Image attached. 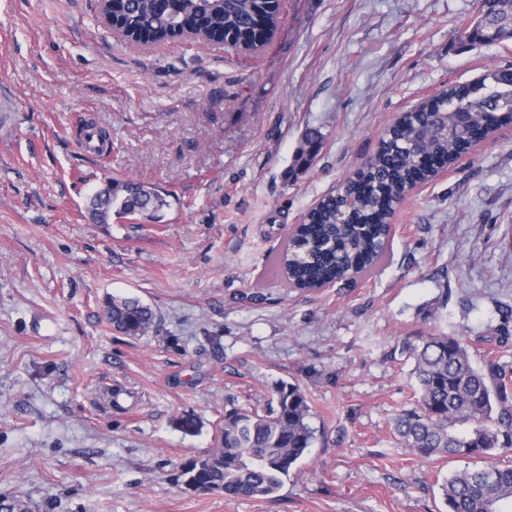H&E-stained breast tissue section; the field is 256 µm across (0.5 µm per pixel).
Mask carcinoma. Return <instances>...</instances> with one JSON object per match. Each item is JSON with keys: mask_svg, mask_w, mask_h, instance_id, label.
I'll list each match as a JSON object with an SVG mask.
<instances>
[{"mask_svg": "<svg viewBox=\"0 0 512 512\" xmlns=\"http://www.w3.org/2000/svg\"><path fill=\"white\" fill-rule=\"evenodd\" d=\"M182 25L242 51L259 49L277 29L278 0H177ZM124 37L137 42L171 38V23L157 0H117ZM512 31V0H481L479 16L463 38L490 45ZM512 90V70L490 69L478 81L448 87V98L425 99L403 114L380 138L368 166L319 199L294 225L274 268L289 287L312 290L366 274L387 255L392 202L416 185L432 180L437 168L454 165L479 140L491 136L512 111L500 108ZM472 107L466 135L456 133L455 112ZM323 136L317 129L302 135L295 161L312 164ZM167 201L158 190L134 179L115 180L90 200L99 224L142 216L158 218ZM112 329L145 336L157 315L135 297L106 302ZM412 361L415 404L393 419L392 433L410 455L430 461L438 456L478 458L488 465L456 471L441 485L448 512H512V467L494 463L512 450V369L488 357L473 364L460 336L429 332L404 348ZM275 404L266 411L235 409L224 416L216 444L182 470L185 484L203 493L262 499L277 493L317 440L312 407L300 386L280 382ZM0 512H31L23 498L0 496Z\"/></svg>", "mask_w": 512, "mask_h": 512, "instance_id": "obj_1", "label": "carcinoma"}]
</instances>
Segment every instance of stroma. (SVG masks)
<instances>
[{"mask_svg": "<svg viewBox=\"0 0 512 512\" xmlns=\"http://www.w3.org/2000/svg\"><path fill=\"white\" fill-rule=\"evenodd\" d=\"M479 0H281L254 52L144 50L97 0H0V494L32 512H447L440 484L477 459L421 461L393 418L402 348L463 337L512 366V125L406 196L385 261L314 292L272 273L292 225L374 153L394 118L512 67V39L464 44ZM106 130L83 150L86 124ZM324 146L294 168L306 129ZM166 194L155 221L94 223L106 179ZM158 315L113 331L105 303ZM299 384L317 441L270 498L180 478L227 411ZM122 387L120 408L99 390ZM194 415L189 435L179 416ZM106 314L112 329L126 336H145L157 321L152 307L135 297L113 296L106 302Z\"/></svg>", "mask_w": 512, "mask_h": 512, "instance_id": "35a3bbf8", "label": "stroma"}]
</instances>
